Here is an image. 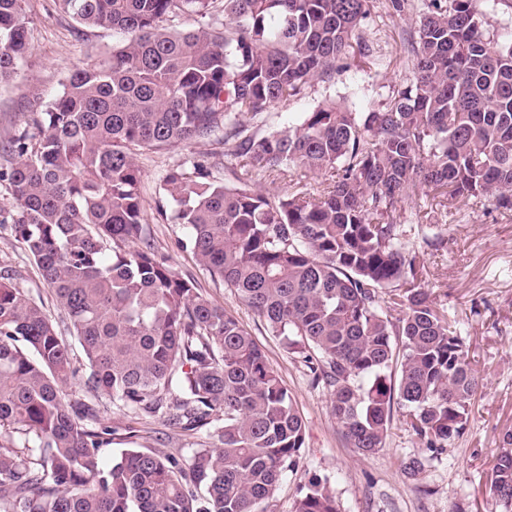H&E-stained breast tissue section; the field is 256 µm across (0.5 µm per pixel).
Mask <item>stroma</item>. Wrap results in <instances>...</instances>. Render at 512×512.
<instances>
[{
  "mask_svg": "<svg viewBox=\"0 0 512 512\" xmlns=\"http://www.w3.org/2000/svg\"><path fill=\"white\" fill-rule=\"evenodd\" d=\"M411 2V9L397 13L390 0H372L365 36L386 55V67L363 64L337 76L333 85H312L303 96L270 108L268 126L287 127L328 97L362 112L368 103L387 99L394 88L409 82L412 63L407 41L417 26L420 0ZM25 8L30 49L14 77L0 84V142L22 128L27 115L59 95L75 68L110 55L121 41L110 30L78 24L59 8L57 0H26ZM196 160L207 161L215 176L228 183L238 167L218 138L139 152L144 218L159 255L180 274L194 278L204 295L252 333L304 418L299 467L284 477L269 512H291L301 488L314 477L327 484L339 512H502L489 492V478L496 455L512 434V213L497 211L485 201L457 210L439 205L432 196H421L419 203L429 215L423 224L425 234H409L407 242L418 255L424 287L440 311L454 321L480 386L466 433L438 459H426L420 441L398 419L385 448L362 457L331 416L327 389L313 383L308 368L289 353L283 337L270 332L223 281L212 280L202 270L186 246V228L160 213L166 203L161 185L168 170ZM4 272L17 287L43 301L58 329L66 330L28 251L10 231L0 229V274ZM96 402L101 418L112 428L106 458L130 448L185 457L191 449L217 443L208 432L184 435L159 419L128 432L129 412L116 409L104 392ZM414 457L423 459L424 468L413 479L405 474L404 464Z\"/></svg>",
  "mask_w": 512,
  "mask_h": 512,
  "instance_id": "stroma-1",
  "label": "stroma"
}]
</instances>
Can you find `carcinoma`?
I'll return each instance as SVG.
<instances>
[{
  "instance_id": "cac0c4a2",
  "label": "carcinoma",
  "mask_w": 512,
  "mask_h": 512,
  "mask_svg": "<svg viewBox=\"0 0 512 512\" xmlns=\"http://www.w3.org/2000/svg\"><path fill=\"white\" fill-rule=\"evenodd\" d=\"M26 0H0V82L30 48ZM122 36L75 69L0 145L22 242L69 321L0 276V512H264L298 466L305 424L260 346L148 239L136 152L222 136L231 185L200 161L163 183L170 219L206 273L234 290L329 390L358 454L384 448L394 413L434 459L468 428L478 377L421 286L396 204L427 187L451 205L512 212V33L486 34L482 0H422L413 78L369 112L334 100L293 125L243 118L332 83L372 56L370 0H59ZM183 17L182 31L167 23ZM304 170L278 194L254 189ZM81 347L75 365L72 341ZM77 382L140 419L217 437L187 457L132 448L106 463L111 427ZM490 490L512 512V448ZM292 512H338L319 479Z\"/></svg>"
}]
</instances>
